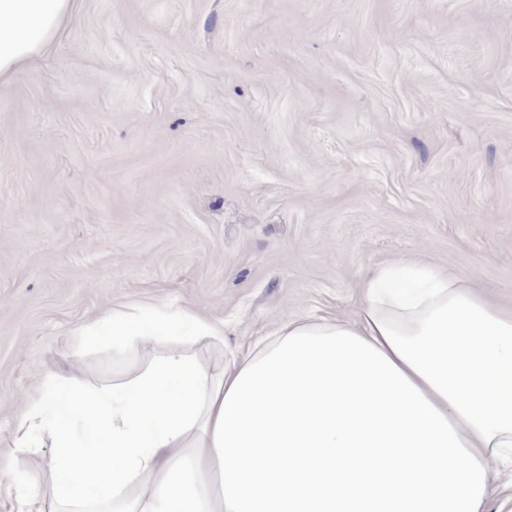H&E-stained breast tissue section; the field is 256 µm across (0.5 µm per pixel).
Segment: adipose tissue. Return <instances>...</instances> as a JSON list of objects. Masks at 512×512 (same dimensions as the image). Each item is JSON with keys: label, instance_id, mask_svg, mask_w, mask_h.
Returning <instances> with one entry per match:
<instances>
[{"label": "adipose tissue", "instance_id": "ef3b65f1", "mask_svg": "<svg viewBox=\"0 0 512 512\" xmlns=\"http://www.w3.org/2000/svg\"><path fill=\"white\" fill-rule=\"evenodd\" d=\"M74 0H0V79L44 52ZM355 319L299 317L210 366L176 342L223 338L193 309L135 303L80 325L132 355L90 386L42 373L11 455L15 512H484L512 453V311L472 281L392 262L360 278Z\"/></svg>", "mask_w": 512, "mask_h": 512}]
</instances>
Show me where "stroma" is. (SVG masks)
Returning a JSON list of instances; mask_svg holds the SVG:
<instances>
[{"mask_svg": "<svg viewBox=\"0 0 512 512\" xmlns=\"http://www.w3.org/2000/svg\"><path fill=\"white\" fill-rule=\"evenodd\" d=\"M512 309V0H76L0 81V470L43 371L153 356L77 330L176 302L215 364L284 319H353L368 269Z\"/></svg>", "mask_w": 512, "mask_h": 512, "instance_id": "obj_1", "label": "stroma"}]
</instances>
